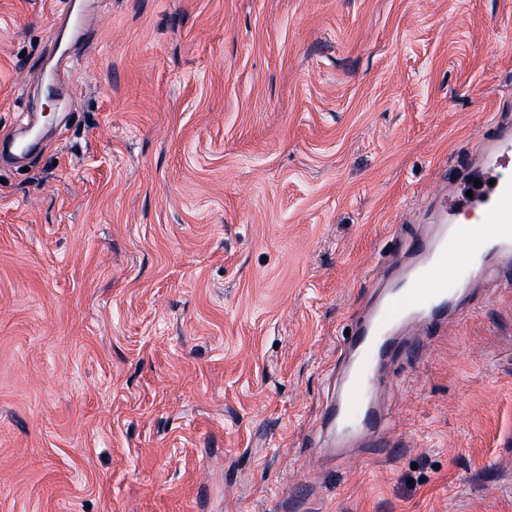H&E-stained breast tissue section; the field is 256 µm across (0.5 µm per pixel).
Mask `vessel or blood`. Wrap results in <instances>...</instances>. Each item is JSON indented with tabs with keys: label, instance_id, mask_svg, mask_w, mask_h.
I'll use <instances>...</instances> for the list:
<instances>
[{
	"label": "vessel or blood",
	"instance_id": "1",
	"mask_svg": "<svg viewBox=\"0 0 512 512\" xmlns=\"http://www.w3.org/2000/svg\"><path fill=\"white\" fill-rule=\"evenodd\" d=\"M511 164L512 122L497 114L485 123L477 154L464 167L448 172L452 187L465 180L479 181L471 206L476 228L467 232L459 225L444 224L434 237L409 245V252L417 258L415 266L343 341L344 350L353 352L355 361L343 398L324 411L327 427L372 435L383 419L371 397L377 363L409 357L429 345L427 335L400 340L392 335V327L416 319L428 332L440 328L468 273L481 269L486 256L512 257V175L505 171ZM453 253L460 254L462 271L451 276L447 273L448 257Z\"/></svg>",
	"mask_w": 512,
	"mask_h": 512
}]
</instances>
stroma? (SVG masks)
<instances>
[{"mask_svg": "<svg viewBox=\"0 0 512 512\" xmlns=\"http://www.w3.org/2000/svg\"><path fill=\"white\" fill-rule=\"evenodd\" d=\"M508 107L512 0H0V512H512L498 261L322 424Z\"/></svg>", "mask_w": 512, "mask_h": 512, "instance_id": "stroma-1", "label": "stroma"}]
</instances>
